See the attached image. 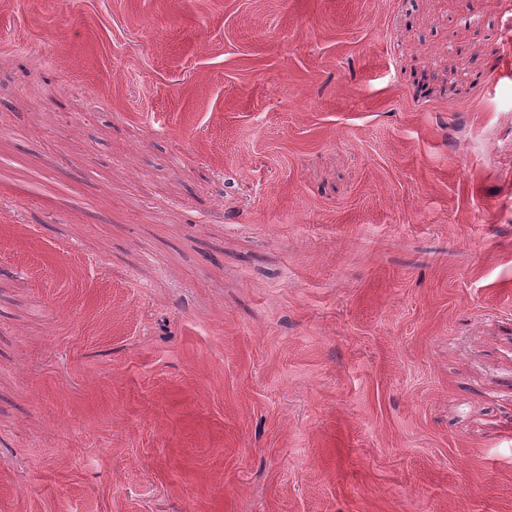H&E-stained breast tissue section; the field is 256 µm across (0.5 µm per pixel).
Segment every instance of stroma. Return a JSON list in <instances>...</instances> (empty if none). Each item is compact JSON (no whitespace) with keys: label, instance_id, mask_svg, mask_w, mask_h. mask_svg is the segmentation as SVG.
I'll list each match as a JSON object with an SVG mask.
<instances>
[{"label":"stroma","instance_id":"obj_1","mask_svg":"<svg viewBox=\"0 0 512 512\" xmlns=\"http://www.w3.org/2000/svg\"><path fill=\"white\" fill-rule=\"evenodd\" d=\"M0 512H512V0H0Z\"/></svg>","mask_w":512,"mask_h":512}]
</instances>
